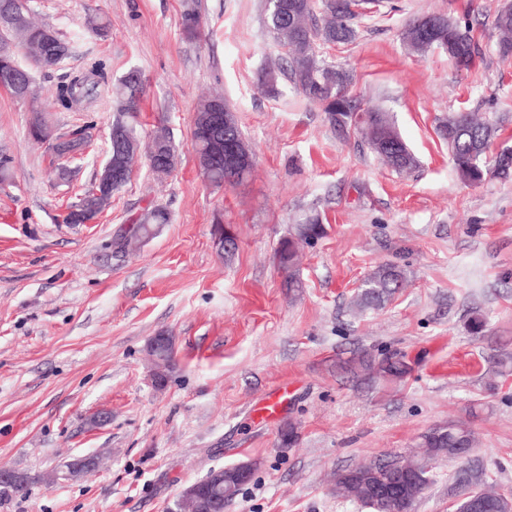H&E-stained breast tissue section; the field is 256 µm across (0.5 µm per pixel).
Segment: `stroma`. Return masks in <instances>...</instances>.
I'll use <instances>...</instances> for the list:
<instances>
[{
  "label": "stroma",
  "mask_w": 512,
  "mask_h": 512,
  "mask_svg": "<svg viewBox=\"0 0 512 512\" xmlns=\"http://www.w3.org/2000/svg\"><path fill=\"white\" fill-rule=\"evenodd\" d=\"M510 3L383 0L355 20L353 41L321 45L322 59L350 71V94L387 112L417 157L400 175L286 79L275 95L258 88L279 55L264 0H37L71 46L35 72L40 103L54 127L95 130L61 180L47 145L29 136L28 103L0 90V154L11 159L0 183V466L34 478L0 493V512H168L210 469L243 462L254 478L224 512H370L336 497V472L409 454L449 420L476 433L470 467L512 491V372H499L512 356V178L463 182L437 134L444 115L475 112L497 128L491 152L512 147V57L498 55L494 28ZM188 11L201 20L195 39L182 28ZM427 15L470 26L475 67L407 49L403 27ZM92 67L103 76L97 97L62 108L56 85ZM131 71L146 86L137 134L166 126L177 166L161 179L140 161L95 222L63 223L106 160L111 89ZM209 95L235 112L254 154L252 174L233 186L205 181L192 148ZM156 205L169 223L115 252L112 240ZM311 213L326 232L302 248L303 287L291 293L274 254ZM227 224L230 253L218 246ZM389 262L405 269L404 288L358 311L363 281ZM162 332L175 365L160 387L147 344ZM363 352L403 356L410 371L369 375L356 362ZM275 393L284 401L270 419L263 404ZM101 411L110 422L91 427ZM85 454L99 457L95 470L50 481ZM458 470L434 461L414 512H453Z\"/></svg>",
  "instance_id": "1"
}]
</instances>
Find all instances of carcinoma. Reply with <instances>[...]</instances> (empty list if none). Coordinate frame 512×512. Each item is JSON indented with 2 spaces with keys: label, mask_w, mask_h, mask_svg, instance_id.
Listing matches in <instances>:
<instances>
[{
  "label": "carcinoma",
  "mask_w": 512,
  "mask_h": 512,
  "mask_svg": "<svg viewBox=\"0 0 512 512\" xmlns=\"http://www.w3.org/2000/svg\"><path fill=\"white\" fill-rule=\"evenodd\" d=\"M355 0H266L263 23L277 44L284 50L281 63L276 67L263 69L258 75L259 84L269 93H276L279 76H284L294 87L301 91L310 101L318 104L331 126L341 132L348 128H360L365 132L370 146L381 139L395 144V150L383 156V160L393 170L407 172L416 168L417 159L402 140L387 113L369 108L364 117L356 123H345L339 117L355 112L359 103L349 94L350 75L343 69L325 63L318 55L319 43H344L355 36L354 20ZM33 0H0V48L23 47L31 61L41 67L57 65L70 55L68 43L62 38L55 40L56 51L49 53L46 48V34L54 28L38 24L33 20ZM420 19L409 21L402 30L401 38L407 47L423 54L436 47L448 52L458 68L469 69L480 55L479 44L475 41L467 26L450 23L441 29L432 43H427L416 34ZM498 31L497 52L500 57H512V8L505 7L495 17ZM96 70L74 76L69 83L57 90V100L61 106L68 108L88 98L97 90ZM30 78L25 68L12 71H0V88L14 94L15 84ZM345 91L343 99L335 100L338 91ZM143 87L140 77L127 75L112 93L120 99V114L112 123L108 138L107 159L112 167L121 168L122 176L117 182L100 190L96 194L90 190L68 208L63 217L65 224H88L95 220L103 210L112 203V195L119 192L130 180L136 156L141 153L142 143L136 135L135 123L138 116L137 102ZM219 100L217 96L202 99L196 110L192 146L198 157L204 179L216 187L232 186L238 183L233 175L224 172L222 167H211L208 159L212 152V142L205 130L212 105ZM95 125L85 122L75 125L67 131L58 133L46 121L41 112H35L29 134L35 140H44L48 149L58 160H68L83 154L93 140ZM440 137L448 143L454 168L466 182L474 183L482 178V172L473 164V156L486 153L496 133V127L487 122H480L468 112H451L438 125ZM160 149L170 159L171 166L177 164V148L170 132L160 128L155 132L147 146V153ZM169 222L165 208L154 206L143 213L136 223L126 232L113 240V246L119 252L126 251L133 240H142L155 234L160 224ZM325 234V227L319 215H310L296 225L294 239L280 242L277 249L279 267L285 274V286L288 291H296L302 283L296 277L294 267L301 243L309 239H320ZM406 280L405 270L394 263L378 266L364 280L355 305L360 309H379L397 292ZM408 371V365L397 355L384 357L378 363V373L389 379H399ZM475 444L474 432L459 421L435 424L419 436V447L423 454L408 457L386 459L347 468L336 474V496L357 501L372 509V512H414L417 500L432 481L430 463L434 460L450 458L465 460L461 448L471 449ZM377 468L382 478H387L393 471L401 468L411 473L412 484L403 495L405 504L396 505L391 500L383 502L369 497L362 486L359 476ZM478 494L477 501L484 512H500L499 505L508 500L504 492L493 482H485L478 477L466 475L458 486L459 505L464 512H471L466 503L472 494Z\"/></svg>",
  "instance_id": "obj_1"
}]
</instances>
